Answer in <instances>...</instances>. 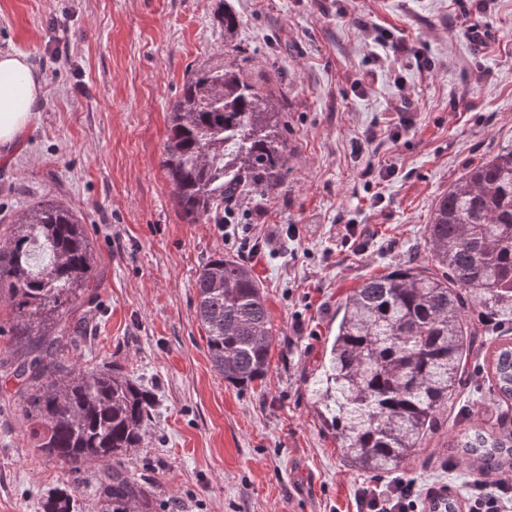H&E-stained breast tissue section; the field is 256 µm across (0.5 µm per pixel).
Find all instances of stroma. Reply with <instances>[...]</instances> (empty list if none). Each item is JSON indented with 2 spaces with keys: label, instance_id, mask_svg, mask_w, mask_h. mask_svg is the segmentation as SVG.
Segmentation results:
<instances>
[{
  "label": "stroma",
  "instance_id": "35a3bbf8",
  "mask_svg": "<svg viewBox=\"0 0 512 512\" xmlns=\"http://www.w3.org/2000/svg\"><path fill=\"white\" fill-rule=\"evenodd\" d=\"M226 9L244 74L279 98L294 153L282 187L241 196L229 226L187 224L162 165L170 105L192 67L221 60ZM401 40L405 54L380 56V42ZM6 52L28 55L41 91L18 143L0 147V212L56 194L86 226L102 284L68 360L121 366L153 391L128 470L162 512H358L360 490L388 479L348 467L325 423L337 308L401 263L432 267L438 198L512 141V0H0ZM398 112L410 127L394 140ZM369 166L392 174L364 177ZM348 224L361 244L343 241ZM218 253L252 268L270 311L269 370L246 390L213 369L196 320V278ZM502 344L512 331L473 350L400 479L457 500L477 478L449 443L475 426L512 429V404L492 389ZM9 358L0 336V512H37L71 476L32 455Z\"/></svg>",
  "mask_w": 512,
  "mask_h": 512
}]
</instances>
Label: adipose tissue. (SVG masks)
<instances>
[{
    "label": "adipose tissue",
    "instance_id": "ef3b65f1",
    "mask_svg": "<svg viewBox=\"0 0 512 512\" xmlns=\"http://www.w3.org/2000/svg\"><path fill=\"white\" fill-rule=\"evenodd\" d=\"M40 99V84L26 54L0 55V146L17 143Z\"/></svg>",
    "mask_w": 512,
    "mask_h": 512
}]
</instances>
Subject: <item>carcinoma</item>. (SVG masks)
Returning <instances> with one entry per match:
<instances>
[{"mask_svg":"<svg viewBox=\"0 0 512 512\" xmlns=\"http://www.w3.org/2000/svg\"><path fill=\"white\" fill-rule=\"evenodd\" d=\"M224 44L238 17L221 15ZM281 112L241 66L192 68L169 116L163 167L189 224L224 223V204L269 194L288 171ZM426 245L441 274L414 264L366 279L341 303L329 350L327 424L358 470H400L437 425L461 386L466 360L483 335L512 327V143L465 168L436 202ZM101 281L93 243L71 207L44 197L25 208L0 243V306L10 308L12 377L23 416L36 420L34 455L67 467L70 485L41 512H86V467L98 512H155L151 487L121 465L141 447L154 412L152 394L117 366L70 368L66 352L87 335L82 309ZM197 320L213 367L248 388L265 379L270 312L251 269L217 254L196 280ZM494 389L512 400V346L498 348ZM456 447L477 472L512 466V432L482 428Z\"/></svg>","mask_w":512,"mask_h":512,"instance_id":"obj_1","label":"carcinoma"}]
</instances>
